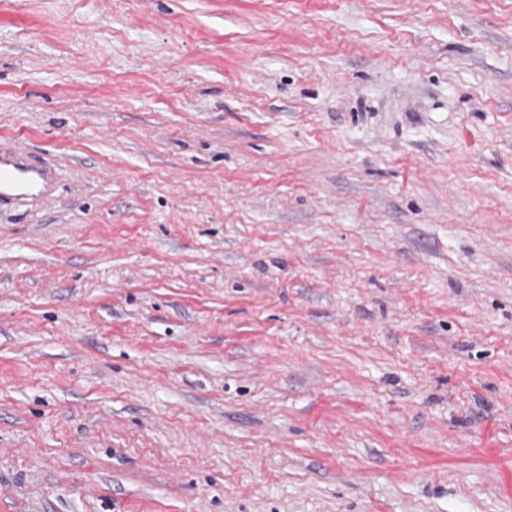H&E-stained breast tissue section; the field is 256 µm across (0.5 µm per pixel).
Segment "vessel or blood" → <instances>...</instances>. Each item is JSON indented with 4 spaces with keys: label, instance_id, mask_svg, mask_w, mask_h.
<instances>
[{
    "label": "vessel or blood",
    "instance_id": "vessel-or-blood-1",
    "mask_svg": "<svg viewBox=\"0 0 512 512\" xmlns=\"http://www.w3.org/2000/svg\"><path fill=\"white\" fill-rule=\"evenodd\" d=\"M51 175L30 162L13 141L0 140V202L23 203L49 197Z\"/></svg>",
    "mask_w": 512,
    "mask_h": 512
}]
</instances>
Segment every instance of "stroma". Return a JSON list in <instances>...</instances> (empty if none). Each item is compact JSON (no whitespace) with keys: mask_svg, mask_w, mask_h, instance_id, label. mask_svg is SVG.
Masks as SVG:
<instances>
[{"mask_svg":"<svg viewBox=\"0 0 512 512\" xmlns=\"http://www.w3.org/2000/svg\"><path fill=\"white\" fill-rule=\"evenodd\" d=\"M0 512H512V0H0ZM50 188L48 170L31 163L12 140H0V202L51 198Z\"/></svg>","mask_w":512,"mask_h":512,"instance_id":"obj_1","label":"stroma"}]
</instances>
